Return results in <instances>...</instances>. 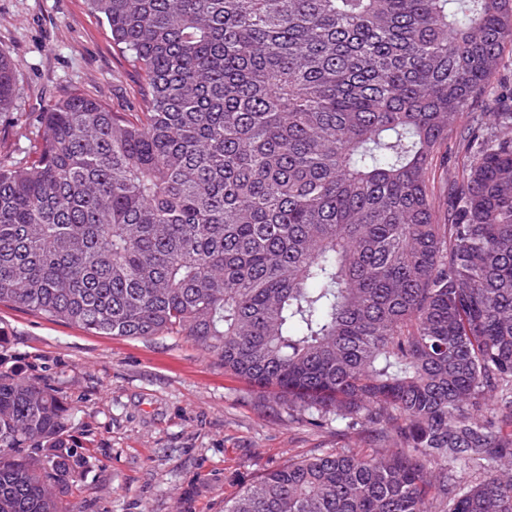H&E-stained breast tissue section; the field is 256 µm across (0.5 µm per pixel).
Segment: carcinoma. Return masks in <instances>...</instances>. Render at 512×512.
<instances>
[{
    "instance_id": "1",
    "label": "carcinoma",
    "mask_w": 512,
    "mask_h": 512,
    "mask_svg": "<svg viewBox=\"0 0 512 512\" xmlns=\"http://www.w3.org/2000/svg\"><path fill=\"white\" fill-rule=\"evenodd\" d=\"M144 111L74 93L0 157V303L182 336L369 447L288 459L224 512H512V0H87ZM18 63L0 52V115ZM75 409L0 359V512H67ZM512 83V45L506 44L501 52V68L494 85L488 91L480 96L473 107L468 112H463L459 115L456 126L449 132L448 138V182L453 179V176L461 170L466 162L465 155L461 149L458 148V137L460 132L469 127L472 121L471 112H507L503 109L499 101V94L501 86L510 88Z\"/></svg>"
}]
</instances>
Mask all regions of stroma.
<instances>
[{
	"label": "stroma",
	"mask_w": 512,
	"mask_h": 512,
	"mask_svg": "<svg viewBox=\"0 0 512 512\" xmlns=\"http://www.w3.org/2000/svg\"><path fill=\"white\" fill-rule=\"evenodd\" d=\"M0 51L19 63L14 114L0 116V153L21 155L27 113L81 92L114 111L140 109V77L112 48L85 0H0ZM512 84V45L497 82L448 138V172L473 112H499ZM0 356L22 376L50 381L77 413L71 432L90 440L68 512H224L225 500L288 457L364 446L343 421L321 428L289 416L271 394L225 373L179 336L91 335L25 308L0 305Z\"/></svg>",
	"instance_id": "obj_1"
}]
</instances>
